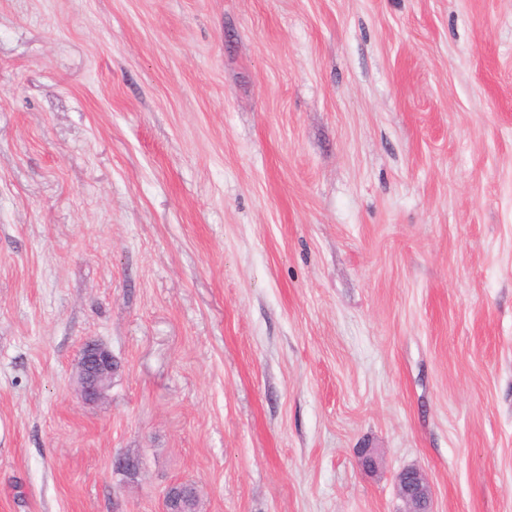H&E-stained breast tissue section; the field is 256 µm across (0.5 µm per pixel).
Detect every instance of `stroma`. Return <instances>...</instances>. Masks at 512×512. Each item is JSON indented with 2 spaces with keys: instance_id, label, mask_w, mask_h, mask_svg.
<instances>
[{
  "instance_id": "35a3bbf8",
  "label": "stroma",
  "mask_w": 512,
  "mask_h": 512,
  "mask_svg": "<svg viewBox=\"0 0 512 512\" xmlns=\"http://www.w3.org/2000/svg\"><path fill=\"white\" fill-rule=\"evenodd\" d=\"M409 467L512 512V0H0V512ZM119 364L112 352L96 341H88L77 362V391L88 404L102 402L112 385V374Z\"/></svg>"
}]
</instances>
